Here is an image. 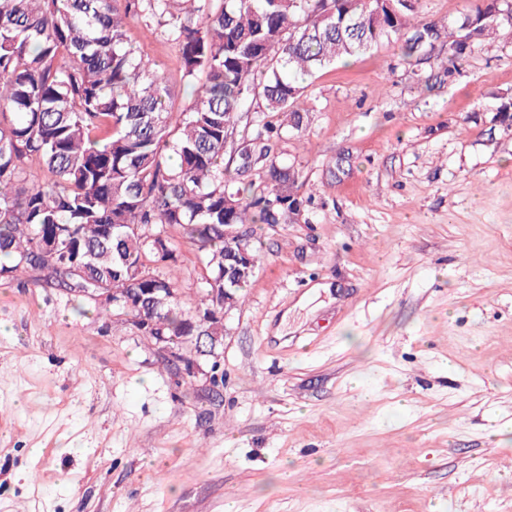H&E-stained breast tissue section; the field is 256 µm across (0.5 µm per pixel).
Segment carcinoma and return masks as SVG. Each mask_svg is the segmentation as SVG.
<instances>
[{"label":"carcinoma","instance_id":"1","mask_svg":"<svg viewBox=\"0 0 512 512\" xmlns=\"http://www.w3.org/2000/svg\"><path fill=\"white\" fill-rule=\"evenodd\" d=\"M508 9L478 0L443 24L412 17L407 0H0V280L32 270L66 294L140 295L135 324L153 320L195 362L192 337L224 335V225L278 224L309 202L277 155L309 112L298 77L383 44L411 59L439 38L454 66L509 27ZM132 16L156 25L198 83L185 111L126 43ZM244 141L261 157L258 182ZM34 160L45 175L25 186ZM172 227L205 270L192 310L150 271L177 261Z\"/></svg>","mask_w":512,"mask_h":512}]
</instances>
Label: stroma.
<instances>
[{
	"instance_id": "35a3bbf8",
	"label": "stroma",
	"mask_w": 512,
	"mask_h": 512,
	"mask_svg": "<svg viewBox=\"0 0 512 512\" xmlns=\"http://www.w3.org/2000/svg\"><path fill=\"white\" fill-rule=\"evenodd\" d=\"M174 111L194 89L129 20ZM380 46L305 82L280 160L304 221L254 227L219 387L126 316L0 281V512H512V30L438 79ZM185 307L203 267L179 229Z\"/></svg>"
}]
</instances>
